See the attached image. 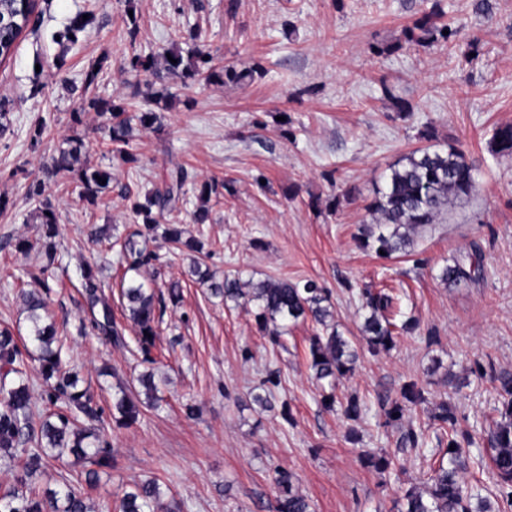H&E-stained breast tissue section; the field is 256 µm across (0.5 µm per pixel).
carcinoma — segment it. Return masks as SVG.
Here are the masks:
<instances>
[{
    "mask_svg": "<svg viewBox=\"0 0 512 512\" xmlns=\"http://www.w3.org/2000/svg\"><path fill=\"white\" fill-rule=\"evenodd\" d=\"M42 15L41 0H0V63L9 59L27 29H36ZM444 12L439 4L416 18L412 25L401 30L392 44L378 49L380 53H394L405 44L426 47L439 41L449 42L457 35V29L443 20ZM93 20L83 19L78 13L66 29L56 33V44H74L78 33ZM448 34H443V31ZM187 51L170 49L168 54L177 63L165 61L158 67L153 53L133 52L123 60V68L137 76H151L157 81L168 77L181 80L183 86L217 81L247 85L263 74L257 63L239 69L234 65H221L205 47L201 33L192 28L185 37ZM165 99L163 94L144 95L139 85L133 86L130 99L115 102L112 99L94 97L88 106L102 119L101 129L108 133L109 143L126 165L138 163L139 158L130 150L134 126L151 129L158 124L159 116L154 106ZM84 148L78 135L67 138V147L59 149L47 161L45 173L49 177L59 174L78 173L81 196L90 205L98 202L100 194L110 188L112 169L102 167H75ZM490 151L500 157L512 159V124L498 126L490 141ZM105 182L98 181V178ZM191 180L189 171L179 166L152 190L140 195H129V209L140 228L124 238L122 249L126 269L121 279V296L126 301L127 320L135 329L140 349L149 353L156 336L155 325L163 312V299L155 293V282L146 281L141 269L159 260V255L147 247L149 234L159 226V219L178 210V203L186 195L185 186ZM226 184L209 180L203 182L196 194L197 202L189 212L193 224L211 221L210 201L220 197ZM477 189L473 165L455 145L448 143L442 148L417 149L399 163L389 168L383 185L376 189L369 211L374 222L360 229L357 241L368 251H384L389 258L397 253H408L414 246L415 236L430 224H436L451 203L471 196ZM39 218L44 239L42 263L38 268L43 292L26 293L22 296L30 322L29 334L23 344H18L11 330L0 328V456L10 460L23 457L22 472L15 483L0 491V512H91L82 494L67 486L63 489L47 488L38 493L32 486V478L47 473L48 461L66 453L84 461L90 468L85 471L89 484L98 480L99 470L112 465L113 449L93 428L77 425L83 416L93 422L98 413L93 407V397L87 389L79 388L76 375L64 370L68 354L65 340L56 335L50 318L49 279L57 267V250L53 239L58 235L57 217L53 205L47 199L40 201ZM183 225L175 222L164 228L162 238L173 250H199L198 242L185 237ZM481 269V252L477 249L467 259H454L444 266L441 280L447 285H458L474 279ZM191 274L205 286L210 295L233 302L253 316L258 329L275 345L281 344L288 334V326L298 321L311 320L321 327V333L310 340L308 355L310 368L319 382H326L329 390L322 391L321 404L332 408L337 403L335 380L351 373L357 359V351L345 339L333 323L331 296L327 289L308 280L303 284L286 280L246 281L238 276L219 280L209 268L193 261ZM80 283L89 309V326L112 339L116 347L125 345V334L114 321L112 304L102 290L96 269L87 265L81 269ZM362 309L366 311L362 335L367 351L378 355L388 351L395 339L417 326L414 320L399 322L400 314L393 297L385 292L363 291ZM37 368L44 382V395L51 405L62 402L64 408L46 414L39 426H32V393L27 383V373ZM474 371L487 376L497 384L501 398L500 420L488 434L492 454L491 467L498 481L497 500L494 507L488 497L474 486L460 480V472L467 469L468 458L464 447L475 443L474 436L456 429V408L443 400L435 405L431 419L447 431V438L437 437L438 444H446L447 461L439 462L433 469L429 485L421 489L409 486L403 494L404 512H512V372L497 370L493 364L484 365L474 360ZM140 385L146 391L149 405L159 406L158 385L151 372L143 374ZM280 385L277 371H268L260 385L263 393L253 399L259 404L271 403L272 388ZM428 402L426 391L415 380L402 384L399 396L385 399L382 409L385 423L394 425L401 421L412 408ZM366 406L356 395L350 396L344 406L348 420H361ZM141 410L132 392L121 387L112 396V420L118 427L135 423ZM366 467L384 476L395 466L387 454L366 453ZM279 496L274 512H311L310 502L294 489L292 474L286 470L276 472ZM163 496L158 479L136 481L125 490L116 506L101 505V512H157Z\"/></svg>",
    "mask_w": 512,
    "mask_h": 512,
    "instance_id": "1",
    "label": "carcinoma"
}]
</instances>
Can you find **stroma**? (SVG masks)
<instances>
[{"mask_svg":"<svg viewBox=\"0 0 512 512\" xmlns=\"http://www.w3.org/2000/svg\"><path fill=\"white\" fill-rule=\"evenodd\" d=\"M494 19L476 0H48L41 22L27 31L8 62L0 64V99L7 102L8 129L0 135V327L28 333L20 295L38 289L31 278L37 252L15 244L38 243L41 226L28 188L42 182L43 196L57 214L59 266L50 313L68 336L70 365L80 387L89 389L97 426L114 448L111 467L96 485L73 456L51 461L38 488L78 487L88 504H117L129 483L154 477L185 512H270L279 494L277 469L293 473L295 487L312 512H400L402 490L425 486L440 454L439 432L429 416L440 401L456 407L457 428L471 432L469 483L494 496L496 477L477 459L488 456L483 438L497 418L493 384L472 372L473 360L512 371V160L491 154L495 128L512 123V0H491ZM440 4L447 21L461 24L459 40L428 47L404 45L374 54L403 27ZM93 12L95 20L75 45L61 51L52 41L71 17ZM139 36L129 42V21ZM198 28L217 62L245 68L260 63L261 77L246 87L228 84H169L178 101L160 112L156 130L137 129L130 147L137 167L109 150L108 138L88 98L122 99L135 78L124 56L182 44ZM478 38L476 55L461 42ZM45 53L34 68L36 53ZM103 67L94 85L84 74ZM39 95H32L33 85ZM408 101L400 117L395 99ZM81 113L73 125L72 113ZM288 115L282 124L280 115ZM433 127L442 146L456 144L474 167L475 194L459 200L438 224L415 238L410 253L383 259L361 250L355 237L371 223L367 209L389 166L427 147L421 133ZM85 142L81 161L112 170V184L98 205L80 196L75 174L46 178L43 164L71 133ZM178 166L197 180L232 184L212 205L211 223L192 227L212 255L216 277L312 279L330 289L338 331L359 353L354 371L336 381L339 397L367 402L364 419L350 423L342 410L320 403L322 388L308 365L315 326L291 327L286 348L272 345L252 317L234 303L211 297L189 273L190 261L149 241L161 259L145 276L161 289L178 284L181 300L166 305L150 354L139 351L133 328L127 344L113 346L95 332H81L89 311L79 269L96 266L116 321H123L119 250H107L95 232L108 227L125 238L134 231L126 193L153 189ZM340 197L330 207L332 197ZM480 247L482 269L475 281L456 286L439 278L451 259ZM386 288L418 328L397 338L389 352L370 355L360 333L361 292ZM154 370L163 396L160 408L142 407L136 423L112 421L118 386H136ZM281 383L271 407L252 399L267 371ZM419 381L429 401L405 424L384 426L383 399L401 385ZM289 404L294 424L281 416ZM194 415H187V407ZM424 426L427 447L403 449L408 425ZM357 428L360 439L348 438ZM386 450L395 461L387 478L366 468L364 451Z\"/></svg>","mask_w":512,"mask_h":512,"instance_id":"obj_1","label":"stroma"}]
</instances>
